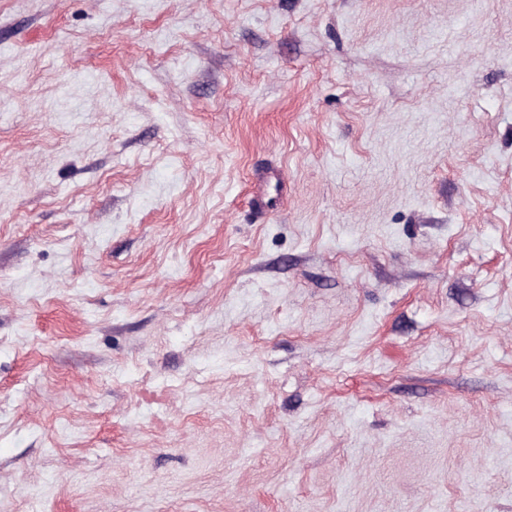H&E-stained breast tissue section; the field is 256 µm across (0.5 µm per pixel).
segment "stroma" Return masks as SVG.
I'll return each mask as SVG.
<instances>
[{"mask_svg": "<svg viewBox=\"0 0 512 512\" xmlns=\"http://www.w3.org/2000/svg\"><path fill=\"white\" fill-rule=\"evenodd\" d=\"M0 512H512V0H0Z\"/></svg>", "mask_w": 512, "mask_h": 512, "instance_id": "1", "label": "stroma"}]
</instances>
